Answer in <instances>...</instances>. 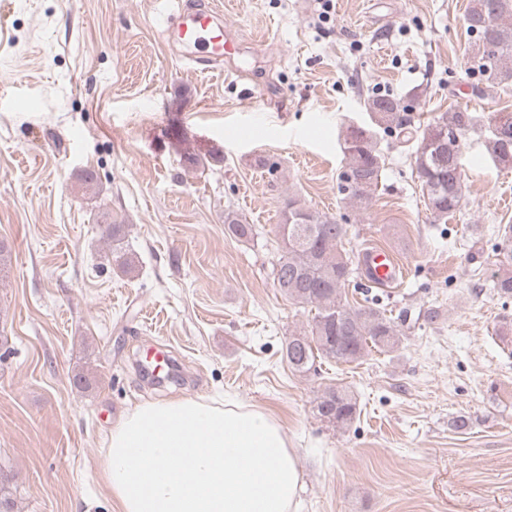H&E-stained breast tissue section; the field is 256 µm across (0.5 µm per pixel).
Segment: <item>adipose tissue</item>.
I'll use <instances>...</instances> for the list:
<instances>
[{
    "label": "adipose tissue",
    "mask_w": 512,
    "mask_h": 512,
    "mask_svg": "<svg viewBox=\"0 0 512 512\" xmlns=\"http://www.w3.org/2000/svg\"><path fill=\"white\" fill-rule=\"evenodd\" d=\"M100 476L118 512H293L295 455L263 413L186 397L112 428Z\"/></svg>",
    "instance_id": "adipose-tissue-1"
}]
</instances>
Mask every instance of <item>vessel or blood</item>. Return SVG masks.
<instances>
[{
    "mask_svg": "<svg viewBox=\"0 0 512 512\" xmlns=\"http://www.w3.org/2000/svg\"><path fill=\"white\" fill-rule=\"evenodd\" d=\"M163 35L168 43L180 48L189 63L209 68L230 61L241 45L235 31L225 26L223 11L207 0L196 5L183 0L166 16ZM364 266L368 282L378 288L392 287L402 270L392 254L379 248L367 249Z\"/></svg>",
    "mask_w": 512,
    "mask_h": 512,
    "instance_id": "1",
    "label": "vessel or blood"
}]
</instances>
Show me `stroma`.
I'll return each mask as SVG.
<instances>
[{
  "mask_svg": "<svg viewBox=\"0 0 512 512\" xmlns=\"http://www.w3.org/2000/svg\"><path fill=\"white\" fill-rule=\"evenodd\" d=\"M216 3L243 47L234 71L200 74L161 35L170 0H0V477L15 512H111L99 467L113 426L183 397L252 407L282 429L297 512H512V357L494 334L512 298L492 291L490 234L512 224V170L469 134L461 210L436 224L413 145L382 132L368 209L336 188L368 95L403 99L423 123L452 106L512 112V92L473 91L469 0H333L324 18L315 0ZM291 193L348 223L354 251L400 260L395 287L345 289L400 325L397 352L289 368L288 335L312 317L271 274ZM228 209L254 238L228 235ZM116 224L128 274L108 257ZM430 307L442 324L425 322ZM151 345L181 364L179 384L142 376ZM336 384L361 410L345 429L313 413Z\"/></svg>",
  "mask_w": 512,
  "mask_h": 512,
  "instance_id": "stroma-1",
  "label": "stroma"
}]
</instances>
